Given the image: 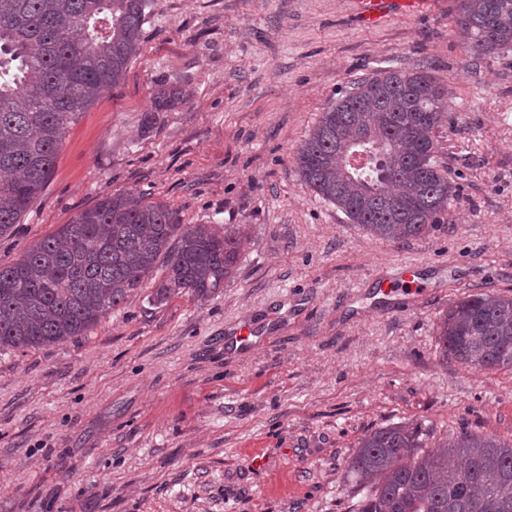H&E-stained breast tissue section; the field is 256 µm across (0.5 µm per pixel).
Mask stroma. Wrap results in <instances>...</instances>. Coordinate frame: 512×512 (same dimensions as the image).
<instances>
[{
	"label": "stroma",
	"mask_w": 512,
	"mask_h": 512,
	"mask_svg": "<svg viewBox=\"0 0 512 512\" xmlns=\"http://www.w3.org/2000/svg\"><path fill=\"white\" fill-rule=\"evenodd\" d=\"M455 9L370 27L354 0H151L123 81L69 126L0 264L119 191L239 227L242 255L207 300L142 290L84 336L0 354V512H350L367 432L422 419L512 439V368L468 371L436 345L452 302L512 296V51L469 57ZM391 66L448 91L447 221L404 242L295 169L323 112ZM163 84L186 101L157 113ZM406 266L418 288L382 293Z\"/></svg>",
	"instance_id": "35a3bbf8"
}]
</instances>
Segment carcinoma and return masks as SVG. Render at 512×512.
<instances>
[{
    "label": "carcinoma",
    "mask_w": 512,
    "mask_h": 512,
    "mask_svg": "<svg viewBox=\"0 0 512 512\" xmlns=\"http://www.w3.org/2000/svg\"><path fill=\"white\" fill-rule=\"evenodd\" d=\"M149 0H0V237L40 197L69 126L97 91L119 84L138 53ZM477 58L512 50V0H458L454 18ZM184 102L162 85L158 112ZM448 90L401 67L353 83L298 149L299 176L351 223L387 241L444 222L452 185L435 160ZM370 162L343 160L367 133ZM240 229L178 223L167 205L131 192L101 198L0 265V353L83 336L153 284L149 302L181 293L206 300L234 275ZM162 276L154 277L155 269ZM442 356L465 368L512 367V296L470 294L436 325ZM424 423L365 434L345 473L355 512H512V441L462 430L429 448Z\"/></svg>",
    "instance_id": "carcinoma-1"
}]
</instances>
